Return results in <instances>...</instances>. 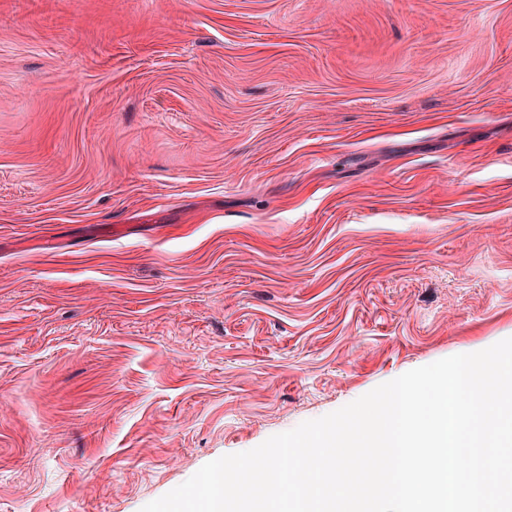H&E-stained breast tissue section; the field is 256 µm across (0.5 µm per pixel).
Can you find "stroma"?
I'll return each instance as SVG.
<instances>
[{
	"label": "stroma",
	"mask_w": 512,
	"mask_h": 512,
	"mask_svg": "<svg viewBox=\"0 0 512 512\" xmlns=\"http://www.w3.org/2000/svg\"><path fill=\"white\" fill-rule=\"evenodd\" d=\"M509 337L512 0H0V512Z\"/></svg>",
	"instance_id": "35a3bbf8"
}]
</instances>
